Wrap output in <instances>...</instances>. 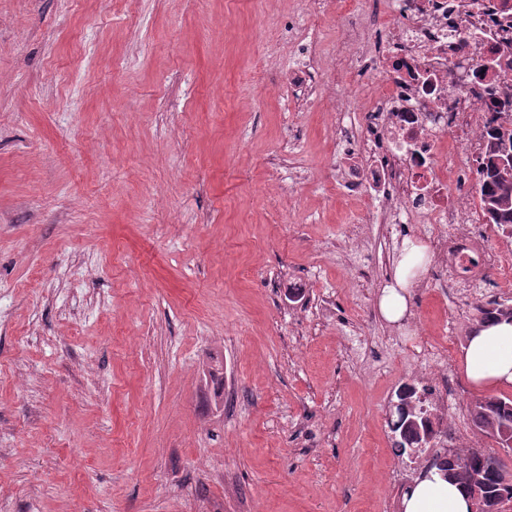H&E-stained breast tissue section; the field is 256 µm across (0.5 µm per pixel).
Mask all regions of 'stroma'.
Segmentation results:
<instances>
[{"label":"stroma","mask_w":512,"mask_h":512,"mask_svg":"<svg viewBox=\"0 0 512 512\" xmlns=\"http://www.w3.org/2000/svg\"><path fill=\"white\" fill-rule=\"evenodd\" d=\"M387 0H0V512H400L388 425L458 364L474 288L423 268L341 183L330 103L288 89L312 26ZM39 481H31V471Z\"/></svg>","instance_id":"stroma-1"}]
</instances>
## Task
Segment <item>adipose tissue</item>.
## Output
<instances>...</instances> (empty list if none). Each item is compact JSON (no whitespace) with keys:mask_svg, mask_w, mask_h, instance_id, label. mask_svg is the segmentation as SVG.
<instances>
[{"mask_svg":"<svg viewBox=\"0 0 512 512\" xmlns=\"http://www.w3.org/2000/svg\"><path fill=\"white\" fill-rule=\"evenodd\" d=\"M427 258L424 245L405 240L393 281L382 291L379 312L392 324L401 323L409 313L411 272ZM463 375L474 389L490 392L512 385V323H484L470 333L461 351ZM468 487L444 478L439 471L422 473L401 496L400 512H469Z\"/></svg>","mask_w":512,"mask_h":512,"instance_id":"ef3b65f1","label":"adipose tissue"}]
</instances>
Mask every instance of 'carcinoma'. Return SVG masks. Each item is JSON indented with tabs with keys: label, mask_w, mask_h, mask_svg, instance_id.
I'll list each match as a JSON object with an SVG mask.
<instances>
[{
	"label": "carcinoma",
	"mask_w": 512,
	"mask_h": 512,
	"mask_svg": "<svg viewBox=\"0 0 512 512\" xmlns=\"http://www.w3.org/2000/svg\"><path fill=\"white\" fill-rule=\"evenodd\" d=\"M489 150L476 159L475 189L488 223L512 226V128L501 126L488 132ZM476 321L508 320L512 322V306L489 301L475 305ZM473 426L486 438L494 437L502 443L512 442V399L488 395L469 403ZM447 465L452 478L464 482L468 488L478 489L485 498H498L506 493L512 497V483L501 454L478 448L450 454L435 452L427 458V468Z\"/></svg>",
	"instance_id": "obj_1"
}]
</instances>
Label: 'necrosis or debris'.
Here are the masks:
<instances>
[{"label": "necrosis or debris", "instance_id": "necrosis-or-debris-1", "mask_svg": "<svg viewBox=\"0 0 512 512\" xmlns=\"http://www.w3.org/2000/svg\"><path fill=\"white\" fill-rule=\"evenodd\" d=\"M390 32L374 52L365 34L346 31L335 59H327L317 32L301 28L294 38L305 60L291 75L293 91L312 92L317 70L336 129L364 113L375 140H361L343 168L349 186L379 198L375 224H417L433 270L452 269L462 282L479 284L488 274L512 278V233L502 248L488 244L493 230L479 202L455 193L448 172L464 168L488 148L486 131L512 126V68L484 70L489 49L512 57V0H389ZM445 355L425 343L407 353L410 364L442 362L432 393L440 416L441 447L455 451L466 426L468 404Z\"/></svg>", "mask_w": 512, "mask_h": 512}]
</instances>
